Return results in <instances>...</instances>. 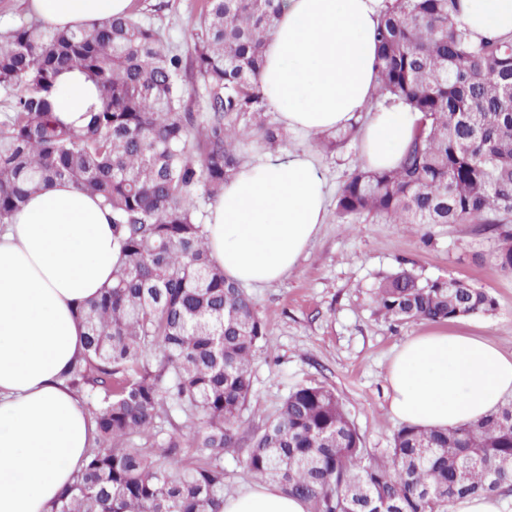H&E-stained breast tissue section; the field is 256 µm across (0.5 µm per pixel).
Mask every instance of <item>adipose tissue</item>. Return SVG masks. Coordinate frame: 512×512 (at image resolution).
<instances>
[{
    "label": "adipose tissue",
    "instance_id": "1",
    "mask_svg": "<svg viewBox=\"0 0 512 512\" xmlns=\"http://www.w3.org/2000/svg\"><path fill=\"white\" fill-rule=\"evenodd\" d=\"M130 4L27 0V10L53 26L90 28L126 15ZM383 8L384 0H280L261 75L271 109L303 135L368 113L360 155L372 169L397 164L419 120L401 104L367 110ZM456 21L475 41L510 33L512 0H460ZM53 100L54 117L75 127L100 105L79 72L59 75ZM326 197L324 170L309 150L244 164L209 211L213 260L244 285L282 280L324 223ZM116 260L107 211L67 181L47 184L0 226V512H49L84 463L96 426L62 375L84 348L78 308L111 284ZM386 382L394 420L454 428L512 395V352L436 329L396 350ZM224 512H307V505L258 483L225 497Z\"/></svg>",
    "mask_w": 512,
    "mask_h": 512
}]
</instances>
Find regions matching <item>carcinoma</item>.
Wrapping results in <instances>:
<instances>
[{
    "label": "carcinoma",
    "mask_w": 512,
    "mask_h": 512,
    "mask_svg": "<svg viewBox=\"0 0 512 512\" xmlns=\"http://www.w3.org/2000/svg\"><path fill=\"white\" fill-rule=\"evenodd\" d=\"M457 2L386 0L370 107L402 103L421 119L396 167L352 171L336 218L476 224L512 271V34L472 42L454 21ZM209 4L189 55L137 12L91 30L32 22L0 34V88L13 97L0 120V224L45 184L67 180L108 208L118 250L112 284L78 310L85 348L63 373L90 399L95 446L50 512H224L228 451L308 512H449L459 498L512 493L511 402L456 428L402 425L376 456L338 396L315 383L244 435L265 326L212 260L194 200L224 194L243 139L269 151L286 141L260 81L278 6ZM71 70L101 102L81 128L52 118L56 78ZM190 75L202 114L178 92ZM358 136L354 124L322 145ZM374 299L395 324L496 308L465 281H423L408 268L382 279Z\"/></svg>",
    "instance_id": "1"
}]
</instances>
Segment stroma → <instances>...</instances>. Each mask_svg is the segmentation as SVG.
<instances>
[{
    "mask_svg": "<svg viewBox=\"0 0 512 512\" xmlns=\"http://www.w3.org/2000/svg\"><path fill=\"white\" fill-rule=\"evenodd\" d=\"M208 0H133L141 15L161 28L172 46L190 52ZM287 148L310 149L326 169L331 192L361 166L359 147L329 151L319 137L292 132ZM495 240L471 224H389L360 215L350 225L328 214L295 268L281 281L250 289L266 325L269 347L252 363L253 395L243 428L260 431L288 392L319 383L343 402L364 448L377 454L390 447L398 424L388 412L386 371L394 350L406 339L432 330V323L395 325L379 312L375 285L400 268L421 278L468 282L488 292L496 309L452 322V329L479 336L512 352V272L500 270Z\"/></svg>",
    "mask_w": 512,
    "mask_h": 512,
    "instance_id": "35a3bbf8",
    "label": "stroma"
}]
</instances>
